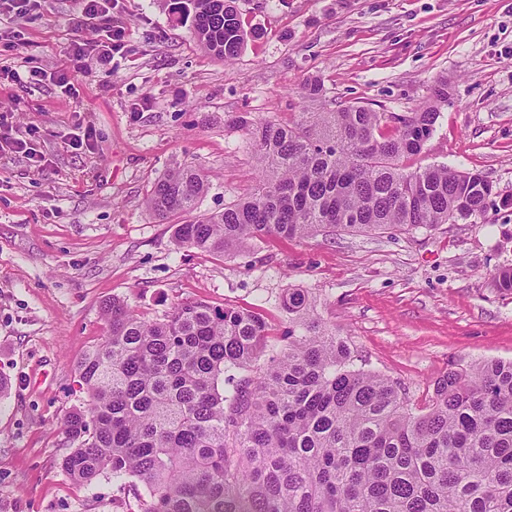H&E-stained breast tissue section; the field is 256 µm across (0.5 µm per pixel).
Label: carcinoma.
<instances>
[{
  "mask_svg": "<svg viewBox=\"0 0 512 512\" xmlns=\"http://www.w3.org/2000/svg\"><path fill=\"white\" fill-rule=\"evenodd\" d=\"M171 11L226 62L249 37L237 0H173ZM432 98L405 115L323 106L288 127L236 117L255 145L258 185L175 225L176 245L224 256L327 226L484 219L493 186L482 173L402 166L432 136L448 81ZM207 185L183 164L146 203L162 221L187 215ZM282 307L298 333L276 349L250 310L193 301L149 321L106 301V335L76 365L88 404L64 420L62 469L81 485L112 476L132 491L124 512H512V360L446 372L417 410L397 382L353 365L307 290L287 289Z\"/></svg>",
  "mask_w": 512,
  "mask_h": 512,
  "instance_id": "obj_1",
  "label": "carcinoma"
}]
</instances>
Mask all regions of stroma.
<instances>
[{"instance_id": "stroma-1", "label": "stroma", "mask_w": 512, "mask_h": 512, "mask_svg": "<svg viewBox=\"0 0 512 512\" xmlns=\"http://www.w3.org/2000/svg\"><path fill=\"white\" fill-rule=\"evenodd\" d=\"M252 36L215 59L164 0H119L126 50L75 74L76 94L0 82V112L41 152L0 158V512H122L109 477L75 483L61 468L64 420L85 400L76 364L101 341L104 300L154 319L179 302L247 308L275 345L290 322L281 301L303 288L359 364L399 382L424 407L451 367L512 360V291L492 284L512 266V0H238ZM78 0H34L0 20V67L64 69L66 43L89 36ZM449 95L408 170L481 172L495 196L478 224L267 237L232 256L177 247L147 209L174 163L208 176L197 214L223 210L256 185L255 148L232 117L281 125L326 101L410 112L439 77ZM91 130L90 147H70Z\"/></svg>"}]
</instances>
